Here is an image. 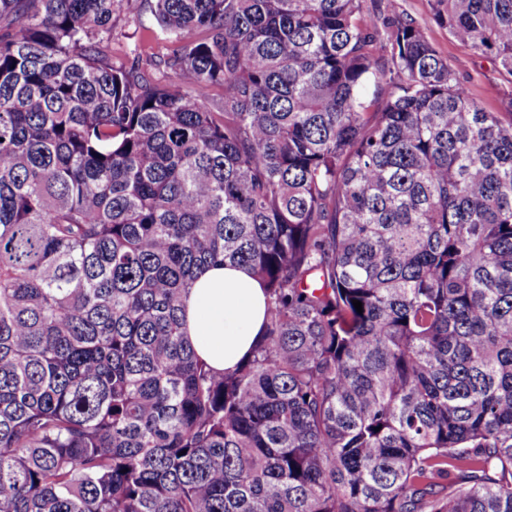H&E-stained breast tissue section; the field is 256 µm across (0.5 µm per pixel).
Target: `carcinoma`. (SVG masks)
<instances>
[{"instance_id": "cac0c4a2", "label": "carcinoma", "mask_w": 512, "mask_h": 512, "mask_svg": "<svg viewBox=\"0 0 512 512\" xmlns=\"http://www.w3.org/2000/svg\"><path fill=\"white\" fill-rule=\"evenodd\" d=\"M146 13L166 53L112 62ZM432 16L512 75V0ZM383 26L0 0V512H512V123ZM217 263L269 296L223 374ZM267 298L258 279L235 266L203 271L185 301L184 331L197 355L218 372L231 370L261 338Z\"/></svg>"}]
</instances>
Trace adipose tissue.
I'll return each instance as SVG.
<instances>
[{"label":"adipose tissue","mask_w":512,"mask_h":512,"mask_svg":"<svg viewBox=\"0 0 512 512\" xmlns=\"http://www.w3.org/2000/svg\"><path fill=\"white\" fill-rule=\"evenodd\" d=\"M267 298L258 279L235 266L203 271L185 301V334L197 355L218 372L230 370L261 338Z\"/></svg>","instance_id":"1"}]
</instances>
